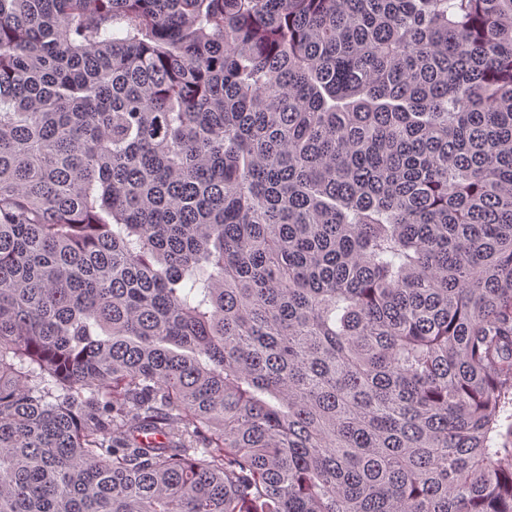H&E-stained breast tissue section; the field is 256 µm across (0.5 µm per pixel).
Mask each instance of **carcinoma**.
<instances>
[{"instance_id": "cac0c4a2", "label": "carcinoma", "mask_w": 512, "mask_h": 512, "mask_svg": "<svg viewBox=\"0 0 512 512\" xmlns=\"http://www.w3.org/2000/svg\"><path fill=\"white\" fill-rule=\"evenodd\" d=\"M0 512H512V0H0Z\"/></svg>"}]
</instances>
